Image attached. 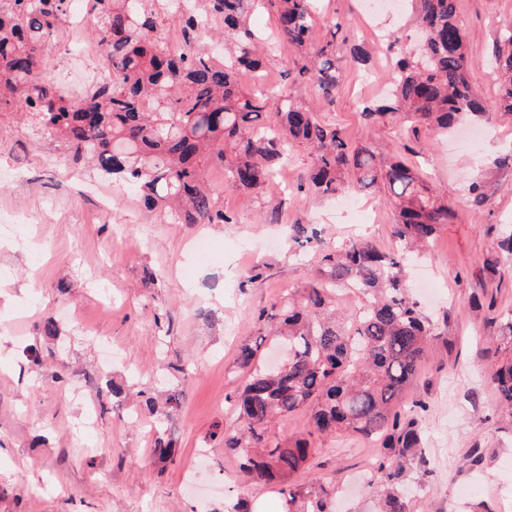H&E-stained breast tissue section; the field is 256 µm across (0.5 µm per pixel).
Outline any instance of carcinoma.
<instances>
[{
    "label": "carcinoma",
    "mask_w": 512,
    "mask_h": 512,
    "mask_svg": "<svg viewBox=\"0 0 512 512\" xmlns=\"http://www.w3.org/2000/svg\"><path fill=\"white\" fill-rule=\"evenodd\" d=\"M70 0H0V116L22 112L59 136L71 155L91 161L99 175L123 183L144 206L182 224H230L217 207L218 190L206 167L224 168V189L250 200L283 168L291 148L313 151L299 189L314 198L381 185L393 215L394 236L412 249L430 243L452 218L448 200L400 159L381 158L368 146L351 147L336 125L294 97L248 89L240 73L263 72L274 56L264 34L250 24L259 8L273 10L281 48L294 53L287 75L333 103L339 86L336 45L313 44L318 16L312 0H195L197 10L174 18L167 0H86L90 35L102 48L115 80L71 91L47 74L48 43L63 28ZM421 32L415 52L400 53L391 89L381 104L364 107L371 123L403 116L412 133L448 129L479 110L467 70L471 31L457 0H406ZM175 24L182 50L167 46ZM224 26V57L208 51L203 34ZM498 110L512 115V26L493 47ZM155 101L151 111L144 99ZM279 117L275 125L268 114ZM480 212L485 185L469 189ZM289 239L305 250L320 243L309 224L289 226ZM405 253L377 251L361 238L320 252L318 274L288 297L259 311L268 335L286 343L276 367L260 360L265 339L240 347L244 378L226 395L236 421L224 448L239 459L246 485H276L282 512H336V486L294 476L312 467L311 438L336 433L387 443L376 450L370 486L387 489L381 512H410L398 491L405 461L422 455L418 419L394 410L413 385L436 336L435 325L409 293ZM507 347L490 375L499 402L512 413V316L502 327ZM158 423L176 412L183 391L166 390L164 405L141 392ZM297 411L306 433L286 441L271 428ZM176 446L157 431L152 455L173 462Z\"/></svg>",
    "instance_id": "cac0c4a2"
}]
</instances>
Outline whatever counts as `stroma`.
<instances>
[{
    "label": "stroma",
    "mask_w": 512,
    "mask_h": 512,
    "mask_svg": "<svg viewBox=\"0 0 512 512\" xmlns=\"http://www.w3.org/2000/svg\"><path fill=\"white\" fill-rule=\"evenodd\" d=\"M315 43L335 39L340 88L321 113L354 145L391 157L393 126L373 128L362 114L382 96L392 52L377 44L361 0H318ZM472 32L467 67L483 113L469 127L483 130L481 162H473L462 133L420 129L406 134L405 162L454 208L433 245L406 273L422 311L438 327L418 378L401 405L418 410L426 464L408 461L403 485L413 512H502L512 496V415L496 399L488 373L502 353L501 328L512 313V269L490 268L504 225H512V122L494 105L498 87L493 44L512 25V0H457ZM67 31L48 50L49 72L68 85L91 81ZM360 43L370 59L356 66L349 48ZM312 163L293 149L275 184L258 201L233 192L220 205L229 224H182L148 211L118 184L76 163L65 145L29 119L0 118V512H189V483L221 487L207 498L213 512L245 499L252 512H280L275 487L247 486L236 455L226 451L232 417L225 397L240 385L239 348L255 342L257 320L270 306L314 276L319 256L296 248L289 225L316 224L324 247L361 237L383 252L399 249L384 189L343 199H314L298 183ZM486 186L482 212L469 203L474 180ZM55 319L56 336L44 333ZM54 361L33 365L34 352ZM188 366L189 376L179 373ZM128 395L112 398L109 382ZM180 386L173 417L175 464L149 456L152 417L137 394L144 386ZM314 470L336 483L338 512H375L366 489L370 442L318 438ZM485 451L472 464L473 448ZM206 463L189 472L188 461Z\"/></svg>",
    "instance_id": "obj_1"
}]
</instances>
